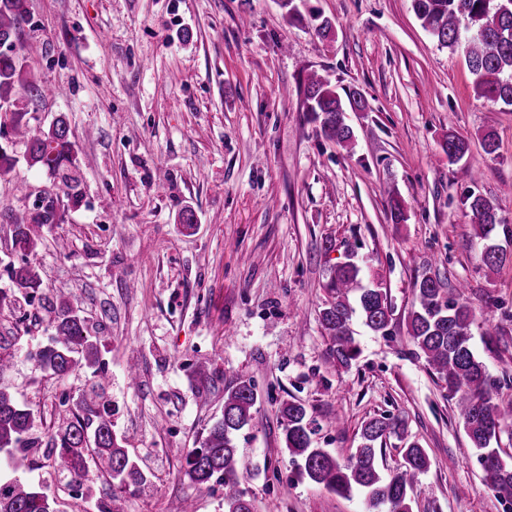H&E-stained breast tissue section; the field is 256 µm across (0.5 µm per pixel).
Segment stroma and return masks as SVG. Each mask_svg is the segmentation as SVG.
<instances>
[{"label":"stroma","mask_w":512,"mask_h":512,"mask_svg":"<svg viewBox=\"0 0 512 512\" xmlns=\"http://www.w3.org/2000/svg\"><path fill=\"white\" fill-rule=\"evenodd\" d=\"M28 0L23 40L44 46L32 64L51 93L28 108L31 126L65 113L82 168L80 204L61 199L35 262L48 296L81 300L106 364L112 422L130 455L154 476L144 494L97 479V501L73 500L50 467L33 470L62 512H224V481L194 488L185 453L220 416L224 391L251 380L258 400L238 436L242 486L255 512H365L302 478L284 445L280 400L295 398L319 424L316 447L347 460L362 424L393 414L430 467L413 512H512L483 480L448 399L417 358L407 320L417 279L464 286L475 309L471 346L495 396L512 400V262L489 272L485 244L512 252V106L477 97L462 51L440 47L411 0ZM328 18L329 38L314 15ZM327 77L366 103L348 112L354 143L326 139L302 108L300 80ZM470 142L449 162L448 132ZM499 147L486 154L482 139ZM15 159L0 173V291L17 261L11 226L29 221L46 174L0 130ZM492 202L503 226L478 238L465 203ZM405 223H393L390 197ZM195 222L182 224L183 210ZM67 240L69 255L55 243ZM354 261L381 282L391 333L353 323L360 349L336 364L319 312L337 265ZM40 305L0 308L1 378L38 408L49 437L56 395L88 375L57 379L32 359L48 342ZM206 375H197L199 364ZM151 456H144V449Z\"/></svg>","instance_id":"35a3bbf8"}]
</instances>
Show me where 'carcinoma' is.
Segmentation results:
<instances>
[{
	"mask_svg": "<svg viewBox=\"0 0 512 512\" xmlns=\"http://www.w3.org/2000/svg\"><path fill=\"white\" fill-rule=\"evenodd\" d=\"M415 16L440 46L462 50L474 76L479 97L492 103L512 106V0H412ZM28 15L27 0H0V39L16 38ZM40 53L34 44L20 55L0 53V104L11 106L9 120L14 134L28 144L26 162L45 170L66 188L68 199L79 201V160L69 126L63 115L56 116L48 129H33L22 123L24 111L12 97L16 86L25 89L29 100L46 96L32 75L29 59ZM303 111L318 121L324 136L337 143L353 140L352 128L345 121L346 109L330 82L315 74L306 78ZM448 162L456 163L469 152L468 141L450 132L442 144ZM57 196L45 191L41 206L29 223L13 225L12 236L22 253L21 262L11 269V278L21 298L34 297L40 280L31 254L41 239V229L58 220ZM475 235L487 239L501 221L488 200L467 197ZM484 265L498 270L508 260L495 245L483 255ZM360 268L348 262L336 268L329 284L330 300L320 310V322L332 340L331 355L348 367L359 349L350 329L354 314L376 334H390L393 308L387 289L381 284L364 288ZM51 343L35 355L39 366L57 377L91 371L95 379L83 390L61 402L56 430L51 437L56 456L54 464L66 479L78 478L94 464L102 475L120 489L134 487L141 492L154 485L152 475L133 460L113 430L111 413L103 397L106 373L99 356L98 338L91 335L81 302L47 300ZM474 312L461 290L451 294L437 276L425 273L414 283V302L408 316V335L419 355L450 399L455 401L464 432L477 453L484 478L495 495L512 502V465L493 447L499 435L512 427V402L499 401L491 393L486 366L471 346ZM257 402L254 384L240 380L224 393V409L211 425L200 446L187 454L185 477L198 487L214 477H224V512H254V505L240 488L241 461L235 438L249 426ZM284 424L285 448L299 474L336 494L350 498L361 495L366 512H412L410 491L418 476L429 468V457L416 441L401 448L403 463L385 476L379 466L381 445L392 434L403 436L405 425L397 417H374L363 423L361 444L344 463L328 450L313 446V423L307 408L299 401L280 405ZM37 409L19 402L0 388V452L7 453L8 473L0 474V512H57L55 500L21 475L34 468L33 458L23 448H38L33 436Z\"/></svg>",
	"mask_w": 512,
	"mask_h": 512,
	"instance_id": "obj_1",
	"label": "carcinoma"
}]
</instances>
